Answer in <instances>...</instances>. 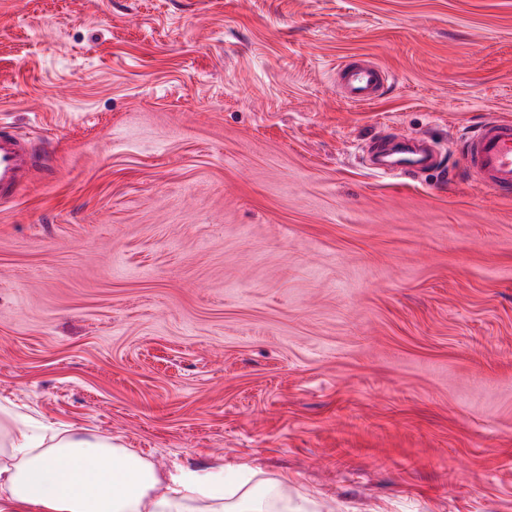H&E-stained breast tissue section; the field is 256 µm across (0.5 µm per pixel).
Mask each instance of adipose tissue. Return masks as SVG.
Wrapping results in <instances>:
<instances>
[{
	"label": "adipose tissue",
	"instance_id": "1",
	"mask_svg": "<svg viewBox=\"0 0 512 512\" xmlns=\"http://www.w3.org/2000/svg\"><path fill=\"white\" fill-rule=\"evenodd\" d=\"M11 464L0 466V512H268L270 485L228 486L220 471L178 468L169 479L111 439L43 438L0 418Z\"/></svg>",
	"mask_w": 512,
	"mask_h": 512
}]
</instances>
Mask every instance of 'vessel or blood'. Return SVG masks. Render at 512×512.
I'll return each mask as SVG.
<instances>
[{
  "label": "vessel or blood",
  "mask_w": 512,
  "mask_h": 512,
  "mask_svg": "<svg viewBox=\"0 0 512 512\" xmlns=\"http://www.w3.org/2000/svg\"><path fill=\"white\" fill-rule=\"evenodd\" d=\"M336 78L345 98L353 104L377 99L390 80L382 67L374 63L343 62ZM463 160L466 170L475 173L480 184L501 196H512V122L489 120L473 130L465 142ZM429 156L403 148L388 155L384 171L406 177L429 167ZM36 149L31 140L0 126V201L14 199L18 188L36 172Z\"/></svg>",
  "instance_id": "obj_1"
}]
</instances>
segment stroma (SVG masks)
<instances>
[{"mask_svg": "<svg viewBox=\"0 0 512 512\" xmlns=\"http://www.w3.org/2000/svg\"><path fill=\"white\" fill-rule=\"evenodd\" d=\"M389 71L376 101L336 67ZM0 415L314 512H512V0H0ZM436 169L374 170L377 138ZM338 84L344 97L352 104L377 99L391 77L375 63L343 62L336 70ZM465 170L503 197L512 196V122L488 120L472 131L463 149ZM0 126V201H12L18 188L36 172V149L32 141Z\"/></svg>", "mask_w": 512, "mask_h": 512, "instance_id": "35a3bbf8", "label": "stroma"}]
</instances>
